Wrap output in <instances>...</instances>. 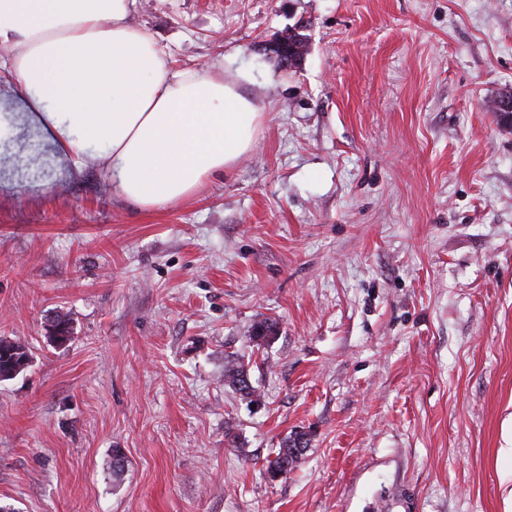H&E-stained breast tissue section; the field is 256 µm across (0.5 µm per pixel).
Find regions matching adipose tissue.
Masks as SVG:
<instances>
[{
  "mask_svg": "<svg viewBox=\"0 0 512 512\" xmlns=\"http://www.w3.org/2000/svg\"><path fill=\"white\" fill-rule=\"evenodd\" d=\"M136 0H0L1 60L15 96L73 161L106 144L104 178L144 209L193 195L253 146L263 110L225 82L224 64L174 68Z\"/></svg>",
  "mask_w": 512,
  "mask_h": 512,
  "instance_id": "obj_1",
  "label": "adipose tissue"
}]
</instances>
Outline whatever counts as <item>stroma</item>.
Instances as JSON below:
<instances>
[{"instance_id": "35a3bbf8", "label": "stroma", "mask_w": 512, "mask_h": 512, "mask_svg": "<svg viewBox=\"0 0 512 512\" xmlns=\"http://www.w3.org/2000/svg\"><path fill=\"white\" fill-rule=\"evenodd\" d=\"M308 23L283 72L254 43ZM224 62L253 147L143 210L0 80V504L15 512H512V0H138ZM67 315L72 338H48ZM256 403L224 383L255 325ZM311 441L288 476L283 438ZM125 467L112 473V451ZM30 363V356L25 345L0 338V380L11 379L23 372ZM309 434L305 431L299 430L291 433L282 440L276 455L273 459L268 461L266 473L271 478L277 471H285L284 473L278 472L276 479L282 478L288 471L293 470L299 463L303 451L308 447L310 438Z\"/></svg>"}]
</instances>
